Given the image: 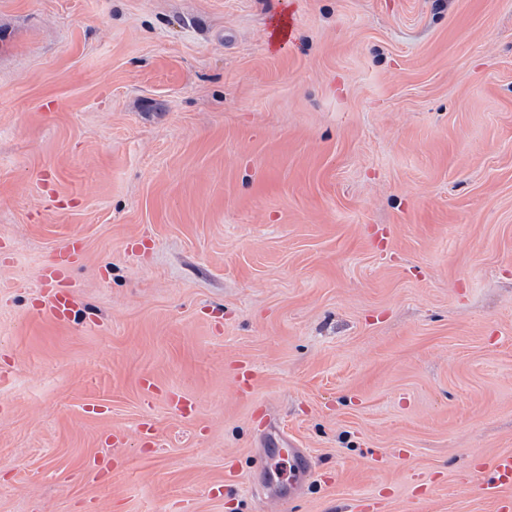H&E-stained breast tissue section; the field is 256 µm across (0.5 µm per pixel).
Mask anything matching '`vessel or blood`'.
<instances>
[{
	"label": "vessel or blood",
	"instance_id": "vessel-or-blood-1",
	"mask_svg": "<svg viewBox=\"0 0 512 512\" xmlns=\"http://www.w3.org/2000/svg\"><path fill=\"white\" fill-rule=\"evenodd\" d=\"M79 250L76 239L67 240L43 270L40 316L49 324L65 326L82 306L77 292L65 281L66 270L77 258ZM288 460L292 475L288 495L294 498L304 490L311 476L310 459L304 449L292 448L288 451ZM483 470L486 474L483 481L485 495L492 501L494 512H512V452L494 456L484 464Z\"/></svg>",
	"mask_w": 512,
	"mask_h": 512
}]
</instances>
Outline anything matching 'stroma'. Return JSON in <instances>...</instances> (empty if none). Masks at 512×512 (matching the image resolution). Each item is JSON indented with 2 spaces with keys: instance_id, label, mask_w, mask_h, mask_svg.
<instances>
[{
  "instance_id": "1",
  "label": "stroma",
  "mask_w": 512,
  "mask_h": 512,
  "mask_svg": "<svg viewBox=\"0 0 512 512\" xmlns=\"http://www.w3.org/2000/svg\"><path fill=\"white\" fill-rule=\"evenodd\" d=\"M505 451L512 0H0V512H493ZM79 250L78 241L71 237L58 248L52 260L43 269V301L39 314L40 318L51 325L65 326L69 323L71 315L83 305L77 292L70 289L74 288L71 283L65 282L66 270L77 258ZM289 472L292 479L288 482V498L294 499L305 488L310 476V459L303 448H288Z\"/></svg>"
}]
</instances>
